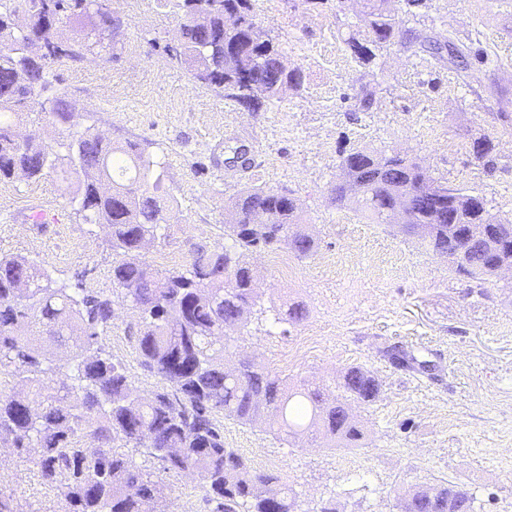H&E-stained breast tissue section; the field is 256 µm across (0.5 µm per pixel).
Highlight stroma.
<instances>
[{"instance_id": "stroma-1", "label": "stroma", "mask_w": 512, "mask_h": 512, "mask_svg": "<svg viewBox=\"0 0 512 512\" xmlns=\"http://www.w3.org/2000/svg\"><path fill=\"white\" fill-rule=\"evenodd\" d=\"M123 19L114 52L53 64L54 90L77 127L95 125L113 144L138 143L164 158L160 192L171 197L167 237L145 259L151 268L180 266L198 245L224 241L226 205L247 185L285 188L303 205L315 255L293 260L282 277L270 254L251 256L264 301H298L309 311L281 332L253 319L249 353L291 383L335 386L352 365L372 370L382 394L353 405L363 421L361 448H328L322 439L291 448L257 427L217 415L226 447L292 485L302 512L335 497L340 512H396L395 495L448 479L468 486L477 512H512V277L481 283L454 273L399 229L371 224L337 205L332 189L344 150L398 149L417 155L434 176L484 196L512 221V105L497 118L498 99L512 102V0H433L409 29L468 47L466 62L480 78L471 87L447 63L393 47L374 67L354 61L345 40L358 23L350 0L309 11L301 0H256V20L278 38L286 63L304 74L301 92H285L263 112H245L220 88L196 84L171 60L178 11L163 0H112ZM376 92L369 110L355 94ZM491 138L493 172L472 162L471 146ZM249 167L231 164L236 147ZM74 176L50 173L0 181V253L42 261L58 278L88 273L94 288L112 286L109 230L84 223L70 204ZM52 210L53 224L30 221L33 208ZM134 314L113 306L112 331L100 345L124 366L142 394L159 383L144 369L125 327ZM306 336L319 342L291 363L280 353ZM400 348L410 367L391 363ZM15 451L0 450V488L17 512H38L42 496ZM138 466L172 489L171 512H205L196 474L166 473L158 460Z\"/></svg>"}]
</instances>
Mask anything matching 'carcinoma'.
Wrapping results in <instances>:
<instances>
[{
  "label": "carcinoma",
  "mask_w": 512,
  "mask_h": 512,
  "mask_svg": "<svg viewBox=\"0 0 512 512\" xmlns=\"http://www.w3.org/2000/svg\"><path fill=\"white\" fill-rule=\"evenodd\" d=\"M45 0H0V180L21 175L37 181L49 172L73 173L70 202L87 224L110 229L112 289L89 288L83 278L59 282L41 261L19 254L0 255V375L26 374L28 392H0V445L38 474L56 497L53 512H169L167 485L137 467L132 448L161 462L163 471L192 472L199 478L209 512H297L296 490L279 475L260 471L248 458L224 446L222 413L245 426L281 423L288 443L311 432L331 448H361L363 425L349 401L375 402L382 383L375 373L354 365L338 389L304 383L291 386L245 350L254 308L265 313L248 257L285 250L298 259L311 257L317 241L305 231L299 200L285 189L246 187L233 200L224 224L229 245L197 246L178 269H151L146 250L166 239L173 203L157 195L158 162L138 144L120 148L90 124L71 130L72 112L53 92L48 64L79 60L118 41L100 32L111 20L97 12V0H69L58 10ZM180 14L179 51L172 59L187 66L193 79L224 88L225 99L247 112L290 89L300 92L304 79L285 64L275 37L257 21L253 0H164ZM363 29L346 39L363 68L377 53L403 46L449 63L463 57L453 39L445 42L411 36L404 18L430 8V0H403L404 16L392 13V0H360ZM66 22L75 29L70 41L57 37ZM260 91L254 100L244 89ZM37 114L66 128V138L49 146L20 137L14 119ZM484 170L496 166L495 146L487 137L474 140ZM385 151L352 148L343 152L335 201L348 202L347 185L358 181L364 196L358 212L372 224L391 223L389 213L403 201L422 246L441 257L450 254L470 224H483L485 238L451 263L457 273L481 282L495 267L512 264V223H503L483 197L433 177L422 159L399 152L379 167ZM438 193L426 195L425 182ZM263 211L268 220L255 223ZM128 305L136 315L128 326L141 365L161 384L142 396L122 363L98 346L112 330V306ZM272 324L298 325L308 316L291 302L271 308ZM237 324V335L226 326ZM74 340L72 384L62 393L43 394V377L58 369L51 347ZM476 497L465 485L440 481L416 486L397 502V512H475Z\"/></svg>",
  "instance_id": "1"
}]
</instances>
